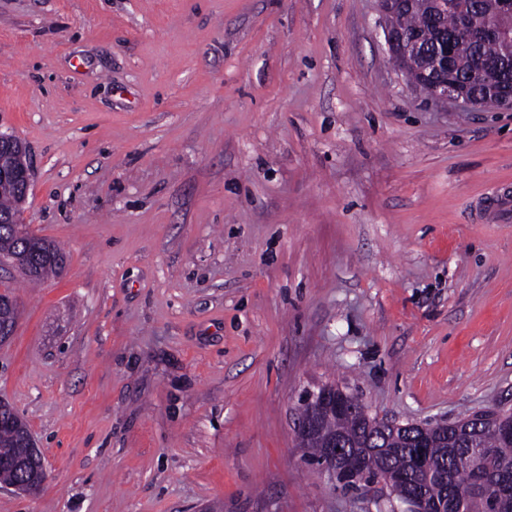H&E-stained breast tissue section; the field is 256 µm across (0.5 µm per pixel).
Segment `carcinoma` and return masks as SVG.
<instances>
[{"label": "carcinoma", "mask_w": 512, "mask_h": 512, "mask_svg": "<svg viewBox=\"0 0 512 512\" xmlns=\"http://www.w3.org/2000/svg\"><path fill=\"white\" fill-rule=\"evenodd\" d=\"M464 16L469 17L475 29H483L495 20L496 0H448V11L440 15L438 23L444 33L452 36ZM429 21L427 0H416L412 6L391 15L394 28L405 33L421 30L424 41L433 43L437 33L430 28ZM453 46L459 61L460 82L481 91L496 83L491 74L471 78L470 63L477 55L504 56L498 39L456 38ZM432 64L433 58L425 55H410L406 59L412 86L426 96L430 92L419 81L418 70ZM25 199L17 183H0V256L18 258L23 266L21 273L32 282H40L63 271L67 254L44 237L38 239V247L33 249L18 236L15 221ZM321 428L339 442L336 464L329 463L327 467L333 466L344 474L348 489L362 481L370 483L383 478L393 491L419 490L430 512H512V430L485 432L465 417L446 430L433 432L427 447L413 448L405 435H384L376 418L367 421L346 410L324 415ZM26 429L27 423L19 417L14 426L0 429L1 458L24 454L19 446V432ZM300 446L307 451L308 461L322 465L324 451L319 439L303 438Z\"/></svg>", "instance_id": "1"}]
</instances>
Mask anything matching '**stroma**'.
Returning a JSON list of instances; mask_svg holds the SVG:
<instances>
[{
  "label": "stroma",
  "mask_w": 512,
  "mask_h": 512,
  "mask_svg": "<svg viewBox=\"0 0 512 512\" xmlns=\"http://www.w3.org/2000/svg\"><path fill=\"white\" fill-rule=\"evenodd\" d=\"M22 221L0 401L47 466L0 512H393L303 458L300 397L377 418L512 407V110L436 103L378 0H0ZM26 197L16 182L0 183V256L17 257L23 266L21 273L31 282H40L62 272L68 256L47 238L35 236L38 247L33 249L18 236L15 221ZM340 392L342 391H338L336 386H322L316 391L307 393L300 407V417L296 423L297 433L299 435L309 433L319 415L331 409L336 410V404L339 406L343 398V392L342 396H339Z\"/></svg>",
  "instance_id": "35a3bbf8"
}]
</instances>
